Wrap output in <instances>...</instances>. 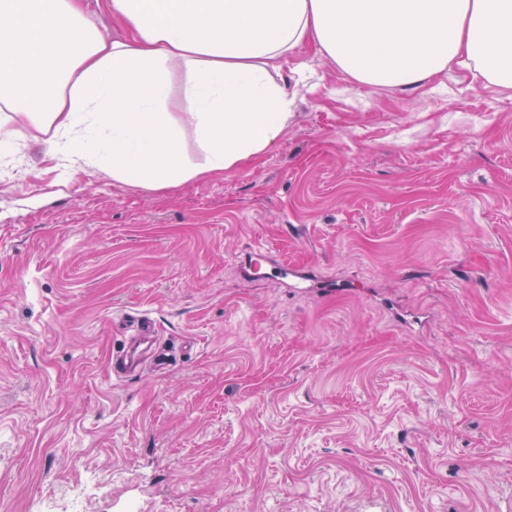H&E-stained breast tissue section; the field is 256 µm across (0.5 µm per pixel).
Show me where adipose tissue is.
<instances>
[{"mask_svg": "<svg viewBox=\"0 0 512 512\" xmlns=\"http://www.w3.org/2000/svg\"><path fill=\"white\" fill-rule=\"evenodd\" d=\"M0 0V152L16 117L64 167L149 191L261 155L288 126L275 61L314 42L355 82L411 89L450 66L512 89V0ZM178 95L182 116L167 109Z\"/></svg>", "mask_w": 512, "mask_h": 512, "instance_id": "adipose-tissue-1", "label": "adipose tissue"}]
</instances>
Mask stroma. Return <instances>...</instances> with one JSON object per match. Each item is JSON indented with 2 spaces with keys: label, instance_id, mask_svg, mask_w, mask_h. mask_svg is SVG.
Masks as SVG:
<instances>
[{
  "label": "stroma",
  "instance_id": "1",
  "mask_svg": "<svg viewBox=\"0 0 512 512\" xmlns=\"http://www.w3.org/2000/svg\"><path fill=\"white\" fill-rule=\"evenodd\" d=\"M280 142L153 192L0 154V512L512 502V90L365 86L302 44ZM299 292L245 270L255 245ZM167 355L118 378L133 318Z\"/></svg>",
  "mask_w": 512,
  "mask_h": 512
}]
</instances>
